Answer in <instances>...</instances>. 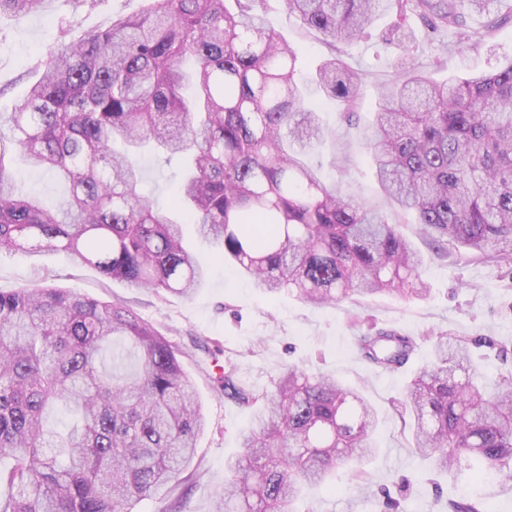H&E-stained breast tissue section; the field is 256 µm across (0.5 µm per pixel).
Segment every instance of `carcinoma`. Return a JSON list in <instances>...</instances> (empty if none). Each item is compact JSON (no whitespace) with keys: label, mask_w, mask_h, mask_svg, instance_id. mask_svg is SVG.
<instances>
[{"label":"carcinoma","mask_w":512,"mask_h":512,"mask_svg":"<svg viewBox=\"0 0 512 512\" xmlns=\"http://www.w3.org/2000/svg\"><path fill=\"white\" fill-rule=\"evenodd\" d=\"M43 0H0V12ZM147 0L138 13L61 43L39 78L0 112V249L26 242L64 251L132 287L189 296L206 269L183 225L219 260L268 293L317 305L353 294L423 299V257L380 210L325 183L304 157L335 138L304 106L314 91L351 114L361 75L332 56L314 87L295 79L294 49L265 22L268 0ZM306 30L334 46L363 38L383 14L395 78L357 125L378 185L413 215L437 249L512 262V61L460 80L418 71L409 19L448 29L477 48L499 25L501 0H283ZM120 139L126 151L117 153ZM146 141L187 169L173 209L142 195L135 154ZM61 176L69 196L52 209L23 196L5 159ZM360 358L404 368L417 343L393 328L355 337ZM490 337L435 334L432 358L406 385L413 455L454 476L512 481V373L488 381L470 345ZM224 398L253 410L242 451L224 465V512H296L307 490L338 469L358 486L375 457L377 413L329 375L284 366L256 392L232 365ZM62 407L76 420L47 425ZM179 350L119 302L68 288L0 290V512H133L177 483L204 429ZM484 499L448 512H484Z\"/></svg>","instance_id":"obj_1"}]
</instances>
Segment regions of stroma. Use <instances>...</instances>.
<instances>
[{
	"label": "stroma",
	"mask_w": 512,
	"mask_h": 512,
	"mask_svg": "<svg viewBox=\"0 0 512 512\" xmlns=\"http://www.w3.org/2000/svg\"><path fill=\"white\" fill-rule=\"evenodd\" d=\"M144 5L145 0H93L92 5L76 9L71 0H44L36 13H1L0 112L11 111L25 95L38 61L58 43L106 27ZM500 14L502 21L492 38L477 50L466 48L456 35L444 32L433 42L424 29H417L414 55L421 72L443 80L489 72L504 64L512 57V0H502ZM265 18L296 51L300 75L313 79L317 67L332 56V48L309 35L278 0H270ZM391 22V16L379 17L370 38L342 49V59L362 75L359 112L375 111L382 86L393 77L391 55L380 41ZM308 105L335 132L337 144L353 145L343 170L331 167L328 151L315 150L323 175L342 182L366 207L387 209L368 159L355 143V127L334 101L315 94ZM139 162L145 194L158 207H166L180 178L178 160H164L146 148ZM14 172L19 188L36 195L45 207H55L69 192L52 172L21 165ZM401 221L404 234L425 257L422 278L431 291L423 300L356 295L336 306L317 307L255 288L200 245L195 251L208 267V279L189 298L103 277L65 252L0 251V290L53 283L102 302L119 301L181 349L180 360L201 402L206 426L186 470V482L165 496L141 501L135 512H214L213 501L224 486V461L238 453L240 433L250 419L249 410L225 399L214 387L217 366H235L246 386L264 390L281 367L292 362L362 388L378 413L379 452L367 466V486L355 487L343 475L337 477L335 490L313 489L303 507L314 512H386L383 501L389 496L403 501L408 512H448L449 501L480 498L483 485L465 472L458 480L445 482L442 495H435L430 483L433 464L410 453V435L396 411L397 401L407 379L428 361V334L433 330L473 338L491 335L495 348H473V356L489 376L512 369V265L464 258L453 250L435 251L427 240L416 237L410 216H402ZM371 326L396 327L417 339L418 348L404 370L384 372L358 356L353 338L357 330ZM501 343L507 344V353L498 351Z\"/></svg>",
	"instance_id": "35a3bbf8"
}]
</instances>
